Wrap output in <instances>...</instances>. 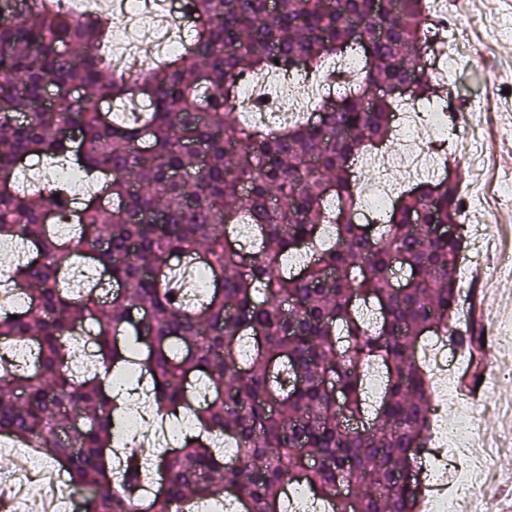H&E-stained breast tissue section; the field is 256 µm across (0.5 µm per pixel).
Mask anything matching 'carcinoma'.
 <instances>
[{
    "label": "carcinoma",
    "mask_w": 512,
    "mask_h": 512,
    "mask_svg": "<svg viewBox=\"0 0 512 512\" xmlns=\"http://www.w3.org/2000/svg\"><path fill=\"white\" fill-rule=\"evenodd\" d=\"M195 23L183 47L148 72L119 74L103 21L74 24L59 0H0V240L21 239L35 259L9 275L23 304L0 313V437L57 462L82 512H295L301 482L321 512H420L434 408L425 342L458 324L464 249L459 182L440 174L402 192L381 224H356L359 155L392 144L410 96L447 87L417 60L435 54L427 0H186ZM354 66L309 116L254 122L241 85L265 71L323 73ZM58 91L50 109L47 88ZM84 95L76 98L70 89ZM111 99L119 112H105ZM146 100L150 110L137 103ZM198 141L205 156L184 148ZM29 156L105 181L71 208L69 182L33 193L17 180ZM69 218L74 236L50 232ZM239 224L256 245L234 246ZM453 224L455 237L431 235ZM195 262L210 286L191 307L172 262ZM77 261L117 284L71 291ZM88 326L98 370L77 378L70 340ZM36 344L31 367L13 346ZM250 352H239L242 343ZM386 385L367 401L366 370ZM149 376L158 410L191 407L185 383L208 390L198 433L160 459L165 484L142 486L139 453L112 470L113 421L123 399L116 372ZM356 421L363 430L343 426ZM236 448L229 463L215 433ZM353 483L344 502L337 485Z\"/></svg>",
    "instance_id": "1"
}]
</instances>
